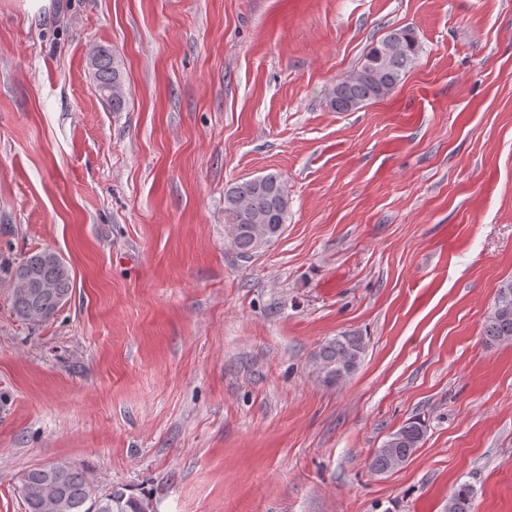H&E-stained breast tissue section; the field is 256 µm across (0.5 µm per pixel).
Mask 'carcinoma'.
I'll use <instances>...</instances> for the list:
<instances>
[{
	"label": "carcinoma",
	"instance_id": "1",
	"mask_svg": "<svg viewBox=\"0 0 512 512\" xmlns=\"http://www.w3.org/2000/svg\"><path fill=\"white\" fill-rule=\"evenodd\" d=\"M414 29L396 28L373 44L361 65L336 78L328 89L327 106L334 112H352L388 96L414 67L420 54ZM93 67L96 90L112 89V111H121L128 89L123 80L120 59L109 50H98ZM224 210L229 223L224 234L240 257L260 253L255 239V225L270 224L279 228L275 238L284 233L288 221L289 200L281 175L270 172L224 190ZM13 280L11 306L15 315L26 322H46L71 298L73 278L63 259L49 249L29 254L10 274ZM45 282L49 287L38 292L30 285ZM484 336L491 343L512 342V279L497 288L494 301L484 321ZM362 336L346 333L322 344L313 354L322 381L335 386L348 378L359 366L364 354ZM424 421L412 419L391 433L384 447L375 450L369 468L375 473L393 469L392 458L408 460L426 437ZM25 512H154L150 498L126 493L112 486L102 489L91 473L76 465L57 461L26 471L18 486ZM473 488L463 483L448 497L446 512H472Z\"/></svg>",
	"mask_w": 512,
	"mask_h": 512
}]
</instances>
